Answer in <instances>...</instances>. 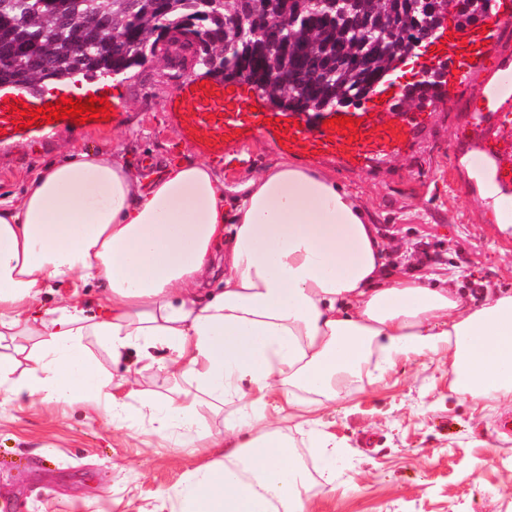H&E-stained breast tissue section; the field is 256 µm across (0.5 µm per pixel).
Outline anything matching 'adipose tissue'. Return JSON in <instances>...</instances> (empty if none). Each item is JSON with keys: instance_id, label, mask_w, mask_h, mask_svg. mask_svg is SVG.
Segmentation results:
<instances>
[{"instance_id": "obj_1", "label": "adipose tissue", "mask_w": 512, "mask_h": 512, "mask_svg": "<svg viewBox=\"0 0 512 512\" xmlns=\"http://www.w3.org/2000/svg\"><path fill=\"white\" fill-rule=\"evenodd\" d=\"M217 260L222 287L201 296ZM384 266L361 202L324 171L282 160L230 182L182 161L149 177L73 151L0 194V410L90 403L129 430L151 419L173 447L217 449L161 493L162 512H308L292 410L311 412V447L335 456L314 411L410 355L444 356L457 394L512 402V294L472 306L452 288L461 270L391 281ZM73 278L104 300L46 308ZM96 346L134 356L173 394L126 389ZM204 398L229 410L219 434L199 426Z\"/></svg>"}]
</instances>
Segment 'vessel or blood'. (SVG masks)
<instances>
[{"label": "vessel or blood", "instance_id": "obj_1", "mask_svg": "<svg viewBox=\"0 0 512 512\" xmlns=\"http://www.w3.org/2000/svg\"><path fill=\"white\" fill-rule=\"evenodd\" d=\"M511 27L512 0H497L494 13L465 30L453 26L441 28L435 40L423 48L424 55L434 64L423 76V83L438 90L448 83L464 84L497 52L505 30ZM404 94V89L390 79L364 106L340 107L299 118L291 112H269L262 105L254 111L244 109L238 96L229 94L222 82H211L205 90L196 88L194 79L190 78L183 90L188 106L178 114L179 127L186 141L203 146L209 155L219 159L224 156L225 144L238 142L243 135L262 129L278 132L285 153L328 157L342 166L356 168L370 160L397 155L412 141L416 122L414 116L400 110ZM59 98L56 92L45 95L27 90L0 94V147L21 141L45 144L61 132L75 130L70 117L51 124L15 128L13 104L21 102L37 109ZM341 115L359 119L356 135L347 136L324 128V120ZM470 124L488 146L486 154L495 162L494 176L501 193L511 196L512 141L483 113H472Z\"/></svg>", "mask_w": 512, "mask_h": 512}]
</instances>
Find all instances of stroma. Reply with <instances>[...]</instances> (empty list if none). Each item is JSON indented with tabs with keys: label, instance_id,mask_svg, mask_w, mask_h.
<instances>
[{
	"label": "stroma",
	"instance_id": "obj_1",
	"mask_svg": "<svg viewBox=\"0 0 512 512\" xmlns=\"http://www.w3.org/2000/svg\"><path fill=\"white\" fill-rule=\"evenodd\" d=\"M197 67L179 68L164 56L133 69L113 87L124 116L117 125L54 142L0 151V189L21 192L37 167L72 148L107 151L135 167L203 159L182 139L170 102ZM477 87L455 105L424 113L415 142L399 156L360 168L323 163L337 182L364 202L384 243L387 269L425 274L461 267L471 303L487 289L512 292V227L491 217L480 182L468 166L464 135ZM262 133L228 145L213 160L227 180L241 179L282 159ZM447 366L403 357L378 385L341 387L321 412L320 428L342 446L336 489H321L322 461L306 447L305 429L292 426L295 451L317 487L311 512H512V434L499 428L512 403L490 405L450 390ZM89 405L43 404L0 410V496L17 512H152L163 490L210 461V450L147 444Z\"/></svg>",
	"mask_w": 512,
	"mask_h": 512
}]
</instances>
